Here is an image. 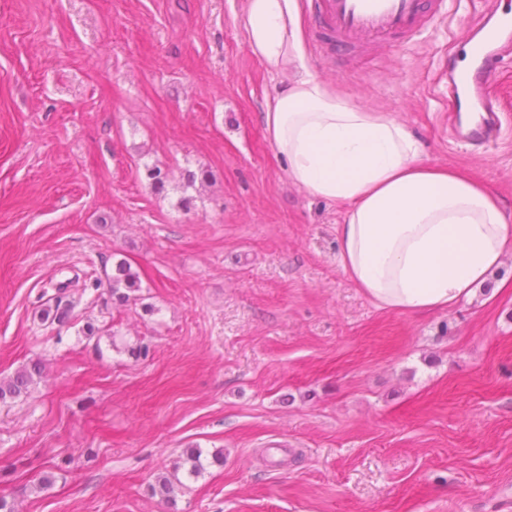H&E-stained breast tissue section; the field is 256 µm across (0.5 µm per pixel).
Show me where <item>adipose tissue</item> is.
<instances>
[{
  "instance_id": "obj_1",
  "label": "adipose tissue",
  "mask_w": 512,
  "mask_h": 512,
  "mask_svg": "<svg viewBox=\"0 0 512 512\" xmlns=\"http://www.w3.org/2000/svg\"><path fill=\"white\" fill-rule=\"evenodd\" d=\"M249 46L273 74H291L261 114L288 179L336 201L339 260L378 307L445 310L512 254V217L468 172L430 164L391 113L336 94L306 60L298 0H245Z\"/></svg>"
}]
</instances>
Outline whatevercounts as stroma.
<instances>
[{"instance_id": "stroma-1", "label": "stroma", "mask_w": 512, "mask_h": 512, "mask_svg": "<svg viewBox=\"0 0 512 512\" xmlns=\"http://www.w3.org/2000/svg\"><path fill=\"white\" fill-rule=\"evenodd\" d=\"M243 5L0 0V379L44 365L0 402V496L16 512H512V256L425 315L356 288L342 207L289 182L260 121L286 78L253 54ZM299 9L314 73L512 213V61L493 82L505 127L480 146L450 138L439 77L485 0L332 62ZM122 259L141 284L127 305L107 279ZM59 291L64 327L40 317ZM160 476L172 500L152 495Z\"/></svg>"}]
</instances>
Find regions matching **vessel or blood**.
Masks as SVG:
<instances>
[{"label":"vessel or blood","mask_w":512,"mask_h":512,"mask_svg":"<svg viewBox=\"0 0 512 512\" xmlns=\"http://www.w3.org/2000/svg\"><path fill=\"white\" fill-rule=\"evenodd\" d=\"M503 0H489L487 23L498 30L489 45H479L473 34L462 40L463 51L472 58L467 68L448 65V109L484 113V121L469 131L471 140L482 142L498 125L491 87L496 58L503 48H512V6ZM446 0H311L318 25L320 46L327 56H345L376 40L411 36L436 20Z\"/></svg>","instance_id":"vessel-or-blood-1"}]
</instances>
